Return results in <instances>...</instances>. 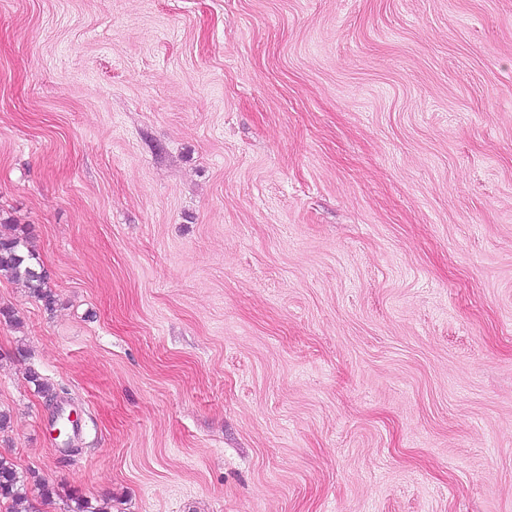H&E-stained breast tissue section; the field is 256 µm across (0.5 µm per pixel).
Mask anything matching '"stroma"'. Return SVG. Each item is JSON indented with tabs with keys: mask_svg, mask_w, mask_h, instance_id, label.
I'll list each match as a JSON object with an SVG mask.
<instances>
[{
	"mask_svg": "<svg viewBox=\"0 0 512 512\" xmlns=\"http://www.w3.org/2000/svg\"><path fill=\"white\" fill-rule=\"evenodd\" d=\"M0 224L39 512H512V0H0ZM0 278L23 283L47 310H53L55 296L49 274L29 248L26 236H0Z\"/></svg>",
	"mask_w": 512,
	"mask_h": 512,
	"instance_id": "35a3bbf8",
	"label": "stroma"
}]
</instances>
